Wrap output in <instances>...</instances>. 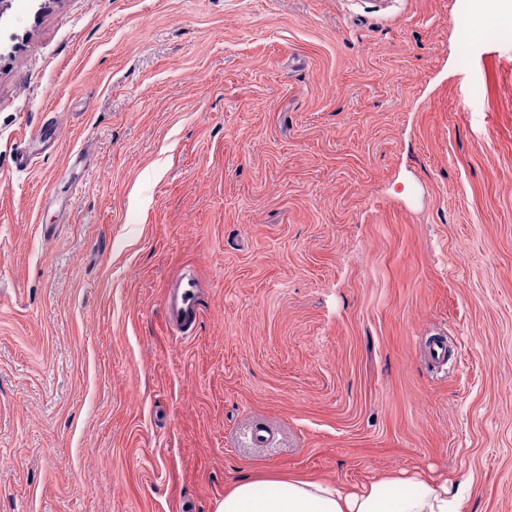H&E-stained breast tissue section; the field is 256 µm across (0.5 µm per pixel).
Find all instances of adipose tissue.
Instances as JSON below:
<instances>
[{
  "label": "adipose tissue",
  "instance_id": "ef3b65f1",
  "mask_svg": "<svg viewBox=\"0 0 512 512\" xmlns=\"http://www.w3.org/2000/svg\"><path fill=\"white\" fill-rule=\"evenodd\" d=\"M470 484L423 473L384 476L357 490L307 477L243 480L214 512H471Z\"/></svg>",
  "mask_w": 512,
  "mask_h": 512
}]
</instances>
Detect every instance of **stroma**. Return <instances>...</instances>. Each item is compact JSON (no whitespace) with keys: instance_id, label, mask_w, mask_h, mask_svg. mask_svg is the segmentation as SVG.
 Listing matches in <instances>:
<instances>
[{"instance_id":"35a3bbf8","label":"stroma","mask_w":512,"mask_h":512,"mask_svg":"<svg viewBox=\"0 0 512 512\" xmlns=\"http://www.w3.org/2000/svg\"><path fill=\"white\" fill-rule=\"evenodd\" d=\"M471 4L10 0L0 512L403 471L512 512V29ZM201 284L196 278H178L165 292L163 310L167 326L179 336L193 333L202 313ZM424 357L433 367H443L448 363V338L433 334L424 343Z\"/></svg>"}]
</instances>
